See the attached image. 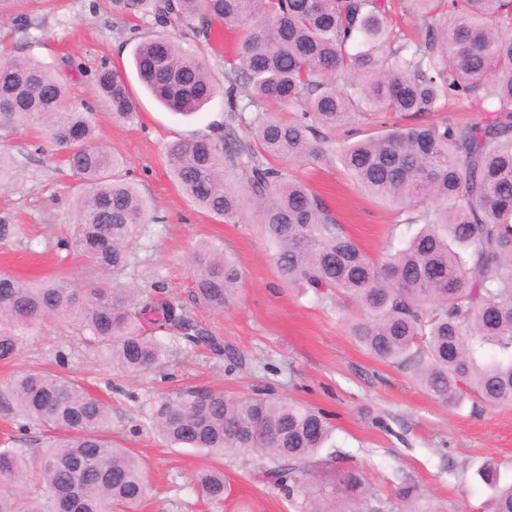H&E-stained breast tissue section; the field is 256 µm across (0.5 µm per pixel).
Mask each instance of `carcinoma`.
Masks as SVG:
<instances>
[{
	"mask_svg": "<svg viewBox=\"0 0 512 512\" xmlns=\"http://www.w3.org/2000/svg\"><path fill=\"white\" fill-rule=\"evenodd\" d=\"M386 2L111 0L116 16L146 27L185 25L205 36L218 20L237 34L224 59V94L230 119L247 128L248 140L229 142L223 134L173 142L167 158L179 189L205 212L230 220L241 199L226 170L245 171L285 282L325 300L344 294L362 313L351 324L357 341L382 362L414 366L440 403L458 407L474 391L489 407L511 406L512 0H410L425 33L417 44L393 30ZM134 63L146 88L173 112L194 114L215 97L204 60L170 37L144 38ZM94 83L113 116L133 118L136 102L117 70L100 67ZM242 83L250 87L244 104L235 94ZM67 95L51 66L0 60V126L44 125L67 152L83 188L66 246L105 280L80 302L63 279L23 282L1 272L0 361L16 359L28 336L63 314L78 322L83 343L125 374L162 365L167 336L224 352L164 286L147 293L126 282L131 245L142 224L157 218H148L144 197L124 177V160L94 142L92 113L67 110ZM451 96L493 101V119L408 127L383 121L438 112ZM268 100L300 114L292 121L245 117ZM355 123L373 132L336 149L328 133ZM333 153L361 190L420 225L380 263L293 174ZM21 234V225L0 217L1 245ZM191 264L198 301L217 311L234 301L242 273L230 257L203 245ZM487 345L504 356L481 361ZM0 403L46 428L39 448L0 449V512H127L142 501L141 466L112 444V409L84 383L26 370L0 392ZM151 420L174 446L220 456L259 449L273 463L261 478L290 495L306 490L314 455L333 432L323 414L292 399H231L192 388L159 396ZM477 474L491 491L490 512H512V482L502 480L497 465L487 461ZM32 478L36 489L15 492ZM195 483L201 500H224L223 470L204 471ZM340 496L365 501L360 471L345 470L331 489L320 487L309 512H336L323 503Z\"/></svg>",
	"mask_w": 512,
	"mask_h": 512,
	"instance_id": "carcinoma-1",
	"label": "carcinoma"
}]
</instances>
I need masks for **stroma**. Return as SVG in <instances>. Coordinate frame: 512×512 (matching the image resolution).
I'll return each mask as SVG.
<instances>
[{"label":"stroma","instance_id":"1","mask_svg":"<svg viewBox=\"0 0 512 512\" xmlns=\"http://www.w3.org/2000/svg\"><path fill=\"white\" fill-rule=\"evenodd\" d=\"M147 27L133 29L114 16L110 0H38L26 23L11 6H0V58H34L52 64L71 60L75 82L69 109L92 112L96 140L127 162L129 177L152 204L159 223L147 224L134 246L128 279L148 290L163 283L204 329L223 339L230 355L208 348L174 349L161 366L137 375L112 367L103 353L83 345L66 317L46 322L29 337L13 362H0V387L22 370L49 371L82 380L112 406L109 436L145 465V498L134 512H307L306 495H286L259 481L267 466L258 454L211 458L194 448H171L154 431L150 407L162 393L186 386L219 390L231 398L257 393L286 397L326 411L335 431L322 448L308 489L356 468L373 488L370 512H400L395 489L415 485L416 512H484L486 492L475 470L488 459L512 480V406L487 408L467 394L458 408L428 395L408 367L374 359L349 333L356 308L345 296L327 302L281 278L247 177L229 178L242 197L233 220L213 218L182 193L167 169L166 148L179 139L215 137L227 107L216 97L203 111L184 117L160 106L141 86L133 51ZM193 46L216 86L224 84V54L234 43L222 24L210 41L187 28L167 30ZM120 69L137 109L116 120L96 95L94 75L102 65ZM0 153L14 168L0 187V215L23 225L22 238L0 245V271L22 280L64 277L77 287L98 275L75 250L63 248L76 222L72 206L78 177L45 132L1 129ZM300 175L329 207L345 234L379 260L414 234L403 212L361 192L336 159ZM202 242L236 259L243 277L235 303L218 312L195 302L192 250ZM223 469L227 491L221 503L200 504L193 478L207 467Z\"/></svg>","mask_w":512,"mask_h":512}]
</instances>
